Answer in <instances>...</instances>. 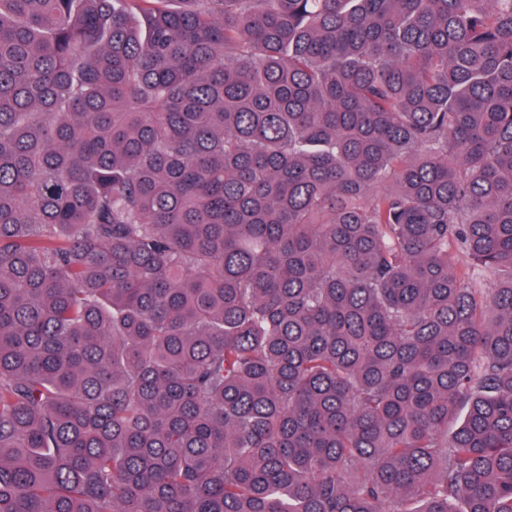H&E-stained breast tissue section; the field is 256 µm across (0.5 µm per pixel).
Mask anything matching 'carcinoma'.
I'll return each mask as SVG.
<instances>
[{
    "label": "carcinoma",
    "mask_w": 512,
    "mask_h": 512,
    "mask_svg": "<svg viewBox=\"0 0 512 512\" xmlns=\"http://www.w3.org/2000/svg\"><path fill=\"white\" fill-rule=\"evenodd\" d=\"M0 0V512H512V0Z\"/></svg>",
    "instance_id": "1"
}]
</instances>
